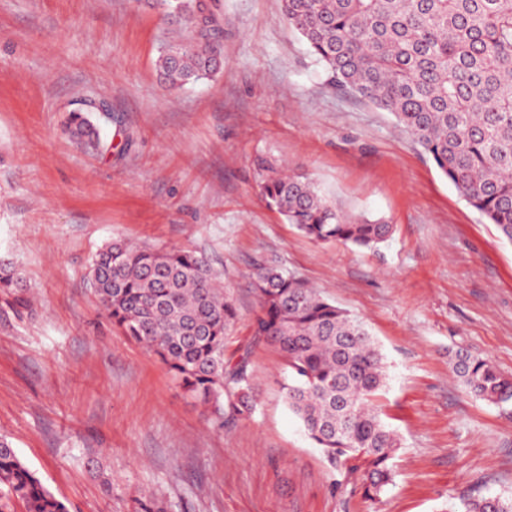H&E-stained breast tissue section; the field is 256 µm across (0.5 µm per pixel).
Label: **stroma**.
Returning <instances> with one entry per match:
<instances>
[{"mask_svg":"<svg viewBox=\"0 0 512 512\" xmlns=\"http://www.w3.org/2000/svg\"><path fill=\"white\" fill-rule=\"evenodd\" d=\"M224 67L171 88L156 70L171 26L148 0H0V261L36 293L0 313V436L69 512H443L512 494V404L468 393L457 351L512 377V244L459 196L391 113L337 90L282 0H209ZM109 108L108 150L67 118ZM309 177L353 221L390 224L378 250L319 244L267 207L256 161ZM190 249L238 317L259 406L214 420L112 326L89 285L107 242ZM293 272L359 318L388 380L399 437L379 499L329 468L289 410L279 349L255 339L251 273Z\"/></svg>","mask_w":512,"mask_h":512,"instance_id":"obj_1","label":"stroma"}]
</instances>
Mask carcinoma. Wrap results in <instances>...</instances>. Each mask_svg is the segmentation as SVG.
<instances>
[{
	"instance_id": "cac0c4a2",
	"label": "carcinoma",
	"mask_w": 512,
	"mask_h": 512,
	"mask_svg": "<svg viewBox=\"0 0 512 512\" xmlns=\"http://www.w3.org/2000/svg\"><path fill=\"white\" fill-rule=\"evenodd\" d=\"M203 0H165L166 19L184 39L162 43L156 60L171 87L217 73L218 39L200 29ZM284 16L331 83L394 115L459 195L512 243V0H283ZM70 135L90 152L108 148L85 112ZM266 205L318 243L375 249L389 224L348 220L303 175L265 162ZM259 310L255 338L282 352L290 410L329 464L361 472L368 498L392 482L397 435L375 397L387 370L362 322L304 279L260 264L252 273ZM93 292L112 325L153 352L201 405L222 417L248 418L257 403L248 361L224 356L237 317L205 257L192 250L115 240L91 264ZM22 272L0 264V305L31 306ZM469 393L494 405L512 402V378L487 359L456 354ZM69 512L0 437V512ZM462 512H512V496H482Z\"/></svg>"
}]
</instances>
